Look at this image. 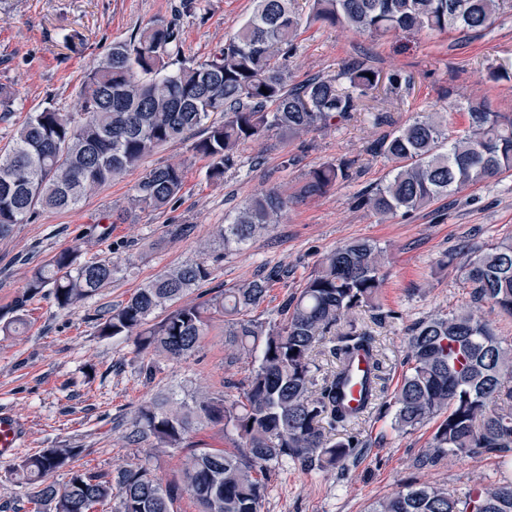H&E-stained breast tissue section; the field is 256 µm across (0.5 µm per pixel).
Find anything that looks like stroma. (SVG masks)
Wrapping results in <instances>:
<instances>
[{
	"mask_svg": "<svg viewBox=\"0 0 512 512\" xmlns=\"http://www.w3.org/2000/svg\"><path fill=\"white\" fill-rule=\"evenodd\" d=\"M179 0H0V85L16 92L12 112H0V151L29 112L52 107L78 113L86 73L112 41L128 38L158 17H177L183 57L202 60L249 17L253 0H196L194 12L175 15ZM366 57L381 75H400L398 96L365 98L358 111L335 125L298 138L272 133L240 146L223 184L211 183L207 160L191 140L173 141L149 157L146 167L182 163L185 181L177 202L157 211L124 216L132 170L65 212L42 211L0 238V315L23 316L17 333L0 328V411L25 424L24 455L68 445L79 449L78 468L112 478L123 468L149 463L162 482L178 478L187 449L129 439L137 409L161 392L187 401L199 391L236 398L254 365L251 355L224 341V318L188 360L138 353L133 340L98 334L101 308L125 303L168 267L206 260L211 276L186 295L249 282L278 268L260 319L276 318L287 296L299 291L323 255L356 239L383 249L384 280L376 309L356 310L379 350V403L351 430L361 448L333 470L288 462L265 482L261 512H365L367 506L412 483L458 493L512 479L499 458L451 456L423 466L434 423L402 434L391 427L392 399L407 369L408 333L421 319L447 314L470 301L463 265L471 251L512 238V172L434 201L407 217L382 218L357 207L366 186L381 181L391 165L367 148L383 132L419 112H443L451 127L465 117L468 99L492 111L512 113V12L481 34H401L372 38L343 28L306 25L288 60L290 82L333 74L352 58ZM353 160L357 174L326 194L299 198L306 174L319 164ZM278 188L290 203L279 224L240 250L219 248L217 231L247 199ZM118 220L110 237L97 224ZM71 248L81 260L109 259L117 272L110 287L71 308H58L41 293L26 298L36 267Z\"/></svg>",
	"mask_w": 512,
	"mask_h": 512,
	"instance_id": "stroma-1",
	"label": "stroma"
}]
</instances>
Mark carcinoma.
<instances>
[{"mask_svg": "<svg viewBox=\"0 0 512 512\" xmlns=\"http://www.w3.org/2000/svg\"><path fill=\"white\" fill-rule=\"evenodd\" d=\"M248 20L204 60L181 58L175 20L156 18L127 39L114 41L87 73L81 117L53 107L29 113L0 154V238L39 211L78 206L160 146L200 130L192 150L208 158V179L224 180L240 145L272 131L300 136L346 120L359 101L377 91L380 72L363 61L344 63L334 74L291 84L286 61L302 23L342 27L385 37L399 32L458 33L490 28L512 11V0H312L302 18L297 0H253ZM463 130H449L438 112L415 117L383 133L369 147L393 163L387 176L356 197L358 206L385 217L410 215L442 197L512 172V113L494 112L469 100L460 107ZM223 120L210 117L216 113ZM353 177V162H324L310 170L299 196L327 192ZM184 169L167 163L145 170L132 187L130 208L161 210L179 195ZM288 201L274 188L248 199L218 230L219 245L238 249L278 218ZM383 251L369 240L350 241L318 262L305 286L287 298L279 318L251 316L266 296L263 279L219 289L197 303H180L209 280L201 260L169 269L139 288L125 304L98 313L104 337L126 336L141 353L159 352L180 362L207 336L212 315L224 316V341L258 354L237 398L200 393L174 406L156 400L138 408L133 441L164 448L187 446L195 426L221 424L238 448L226 452L195 445L179 483H162L145 464L124 469L115 480L73 466L79 448H44L12 468L29 496L53 512H92L120 497V512H173L182 492L198 512H260L263 474L291 460L333 469L358 447L348 428L360 415L343 404L351 359L363 353L380 365L371 334L341 317L374 309L383 282ZM110 260L80 261L64 249L38 267L27 287L44 291L60 309L86 301L112 283ZM472 302H489L512 317V240L474 249L464 265ZM167 315L159 322L154 314ZM328 349L336 368L319 376L317 346ZM408 368L395 393L392 427L409 433L436 421L422 463L449 454L512 453V346L467 306L409 328ZM65 466L63 486L47 476ZM367 512H512V481L459 495L411 484L372 502Z\"/></svg>", "mask_w": 512, "mask_h": 512, "instance_id": "cac0c4a2", "label": "carcinoma"}]
</instances>
